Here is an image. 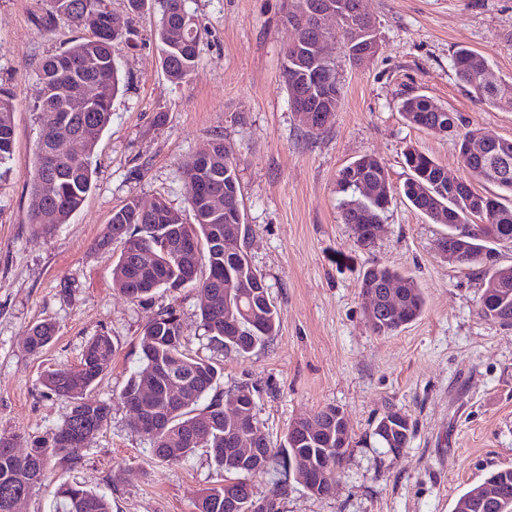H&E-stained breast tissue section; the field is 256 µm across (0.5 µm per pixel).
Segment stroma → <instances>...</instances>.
I'll list each match as a JSON object with an SVG mask.
<instances>
[{
	"label": "stroma",
	"mask_w": 512,
	"mask_h": 512,
	"mask_svg": "<svg viewBox=\"0 0 512 512\" xmlns=\"http://www.w3.org/2000/svg\"><path fill=\"white\" fill-rule=\"evenodd\" d=\"M128 23L118 62L125 77L94 159L91 192L54 233L28 221L39 124L34 106L42 60L90 36V21L44 29L50 0H0V85L14 95V148L0 175V434L43 436L60 426L67 400L48 394V371L76 366L86 343L107 332L116 351L87 396L111 406L104 427L75 465L50 470L24 512H53L62 482L106 495L112 512H193L201 490L222 480L210 449L178 463L153 459L120 397L139 365L145 325L177 310L190 353L221 370L214 395L252 389L256 417L272 445L291 423L340 407L351 445L330 495H312L294 478H255L258 496L279 512H452L456 498L490 472L512 466V327L478 312V267L448 265L438 250L443 225L417 211L402 186L403 153L413 145L449 176L465 177L453 137L407 124L402 100L430 97L461 122L512 139V112L475 102L459 84L453 54L485 56L494 76L512 80V0H361L380 43L354 66L340 42L341 102L321 131H309L288 102L281 77L295 31L285 0H186L198 22L199 64L188 81L163 74L151 34L160 0L131 14L127 0H105ZM164 124H156V115ZM237 164L249 235L246 251L282 312L279 333L240 356L210 344L196 288L157 289L132 301L112 275V253L96 249L114 211L136 199H161L192 222L185 167L214 139ZM373 155L393 191L383 229L367 246L344 223L338 173ZM382 263L410 273L423 314L399 333H372L360 293L363 271ZM55 325L41 353L29 351L36 323ZM405 413L413 428L394 454L374 429L385 412Z\"/></svg>",
	"instance_id": "1"
}]
</instances>
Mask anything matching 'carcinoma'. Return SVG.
<instances>
[{"instance_id":"carcinoma-1","label":"carcinoma","mask_w":512,"mask_h":512,"mask_svg":"<svg viewBox=\"0 0 512 512\" xmlns=\"http://www.w3.org/2000/svg\"><path fill=\"white\" fill-rule=\"evenodd\" d=\"M357 0H339L336 29L340 32L344 51L351 64L360 66L372 59L363 31L367 27L356 11ZM86 14H95L98 24L93 36L73 42L66 49L46 58L39 70L35 91V110L40 129L46 138L37 146L36 164L29 222L46 234L53 233L68 222L84 203L92 189L93 158L99 139L112 122V105L121 90V73L116 62L123 33L112 30V13L104 0H52V11L44 25L52 28L62 20L78 25ZM158 49L163 73L175 82L187 81L199 63V35L194 19L185 7V0H165L159 24L152 33ZM301 47L288 50V67L283 69V82L288 97L301 90L309 93L315 121L311 128L321 130L339 107L341 92H336L329 104L322 103L316 92L298 80L295 57L310 52V43L296 32ZM452 65L457 79L476 101L496 108L512 110V81L490 85L485 80L488 60L467 49L455 52ZM97 87V98L87 109H74L71 97L81 83ZM404 120L413 126L440 133L441 129L457 139L462 163L474 169L492 171L496 176L488 182L499 192L484 194L471 182L460 180L448 184L444 169L428 154L411 146L404 153L409 177L403 193L414 208L434 224L447 228L442 256L456 267L479 265L484 274V289L480 297V314L491 321L512 325V265H500L477 258V251L496 247V242L512 243V161L504 167L494 149L476 128L462 129L457 117L438 106L425 95L406 98L400 105ZM14 104L11 92L0 86V166L7 163L14 145ZM78 139L85 152L74 154L69 144ZM201 179L222 190L219 202L203 203L192 208L194 223L184 222L178 211L140 210L130 201L121 207L106 225L96 246L102 250L119 249L112 274L120 291L130 300H140L159 288L179 289L197 284L211 293L210 304L201 308L203 325L210 342L240 355L266 345L279 331L282 314L270 298L268 289L252 288L257 279L243 245L229 249L224 245V229L237 223L241 204L236 166L224 141L212 142ZM363 182L389 184L385 164L375 156L365 155L345 166L338 183L346 197L341 203L346 224L355 226L357 238L368 245L376 237L377 226L392 200L391 190L366 198L359 192ZM192 236L200 255H186L175 261L170 258L178 250L181 239ZM453 247H448V243ZM396 289L400 298V313L384 314L370 325L377 336H391L418 319L424 309V296L415 279L398 269L374 263L363 273L361 289L382 292ZM237 300L235 312L238 327L224 330V297ZM56 334L51 322L34 325L28 333L30 351H42ZM140 366L128 378L121 390L122 400L130 404L138 399L141 382H155V400L145 414L159 420L158 433L144 437L150 451L161 462L176 463L187 459L197 448L194 436L205 435L202 447L211 449L216 466L228 479L242 473L224 465V455L232 452L230 439L246 438L250 432L224 418L221 399L213 398L202 411L198 403L216 387L221 370L209 360L192 355L185 347L181 319L173 309L160 312L143 329L139 339ZM115 346L111 336L101 332L85 345L79 364L74 368L47 373L43 386L52 394L71 402L64 422L50 434L30 442L28 454L20 459L10 447L16 443L12 435H0V512H16L17 496L28 499L41 484L48 469L59 461L71 464L79 459L84 433L99 429L110 415L106 402H86V392L104 373ZM173 368L184 381V393L178 400L165 397L168 385L167 369ZM318 430L307 436L289 432L279 447H271L260 468L253 476H265L272 471L293 475L299 479L314 462L321 469V495L329 494L336 481L343 457L329 456L325 449L336 447V437L324 431L336 420V407H325L313 415ZM393 438L409 440L408 417L398 410L386 412L377 422L374 435L383 447L391 443L382 431ZM499 482L512 510V467L497 469L486 478ZM196 512H224V484L206 489L195 502ZM55 512H112L111 501L103 494L78 484H62L58 490ZM239 512H278L277 502L256 501L242 504Z\"/></svg>"}]
</instances>
